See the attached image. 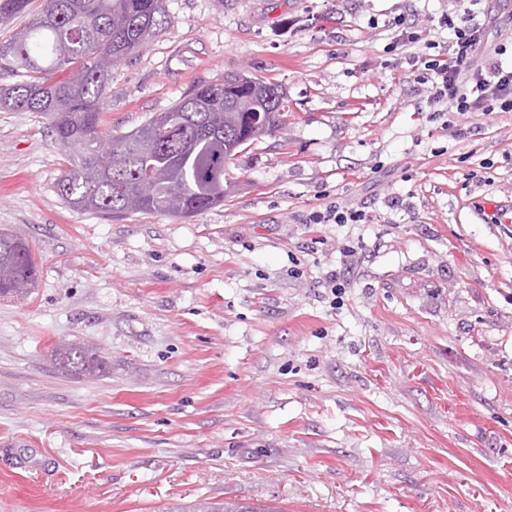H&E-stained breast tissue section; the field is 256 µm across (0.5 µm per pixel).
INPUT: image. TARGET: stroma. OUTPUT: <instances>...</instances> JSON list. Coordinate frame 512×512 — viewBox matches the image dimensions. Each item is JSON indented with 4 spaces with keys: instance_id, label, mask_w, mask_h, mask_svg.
Here are the masks:
<instances>
[{
    "instance_id": "35a3bbf8",
    "label": "stroma",
    "mask_w": 512,
    "mask_h": 512,
    "mask_svg": "<svg viewBox=\"0 0 512 512\" xmlns=\"http://www.w3.org/2000/svg\"><path fill=\"white\" fill-rule=\"evenodd\" d=\"M104 128L200 80L289 115L183 219L69 208L40 112L0 110V229L39 270L0 298V512H512V112H433L410 71L455 0H166ZM339 203L366 224H313ZM341 269L332 298L327 272ZM98 348L101 376L56 344ZM394 28H396L398 35H397V41L401 43V46H408L411 44H418L421 41H424V44L427 45L425 48L432 49L437 48L436 46H433L435 44L427 43L432 42L429 39H427L426 35H423V31L415 30L413 26H411V23H408L405 19H397L394 20ZM53 352L55 364L66 373L98 376L106 365L93 348L81 344L60 345ZM166 512H273L272 509L238 501L210 502L201 500L188 506L176 505L165 508Z\"/></svg>"
}]
</instances>
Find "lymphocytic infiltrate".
Instances as JSON below:
<instances>
[{
	"instance_id": "f902f5d3",
	"label": "lymphocytic infiltrate",
	"mask_w": 512,
	"mask_h": 512,
	"mask_svg": "<svg viewBox=\"0 0 512 512\" xmlns=\"http://www.w3.org/2000/svg\"><path fill=\"white\" fill-rule=\"evenodd\" d=\"M483 0H457L454 14L441 24L448 44L436 55H414L410 62L427 102L436 112H512V64L498 58L482 60L488 39L480 23Z\"/></svg>"
}]
</instances>
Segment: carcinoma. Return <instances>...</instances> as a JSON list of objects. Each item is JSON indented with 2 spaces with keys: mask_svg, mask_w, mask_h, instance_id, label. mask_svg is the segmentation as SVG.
Wrapping results in <instances>:
<instances>
[{
  "mask_svg": "<svg viewBox=\"0 0 512 512\" xmlns=\"http://www.w3.org/2000/svg\"><path fill=\"white\" fill-rule=\"evenodd\" d=\"M30 0H0V24L29 10ZM164 0H44L41 12L0 47V70L26 73V80L0 88V107L42 112L49 132L66 153L71 167L56 182L57 194L70 207L108 217L127 213H167L190 218L224 202V164L242 151L249 129L238 102L252 101L268 125L283 122L284 106L267 101L263 81L244 88L237 75L230 80L201 82L190 88L171 111L182 123L164 131L150 164L130 156L100 152L114 140H135L151 120L117 136L103 130L102 108L110 74L100 59L114 67L138 55L166 23ZM152 172L163 192L142 195L139 182ZM122 181L127 192L117 194ZM37 266L28 244L18 235L0 231V297L22 296L35 285ZM54 361L66 373L97 376L105 361L85 345L55 348ZM165 512H273L238 501L201 500Z\"/></svg>",
  "mask_w": 512,
  "mask_h": 512,
  "instance_id": "cac0c4a2",
  "label": "carcinoma"
}]
</instances>
